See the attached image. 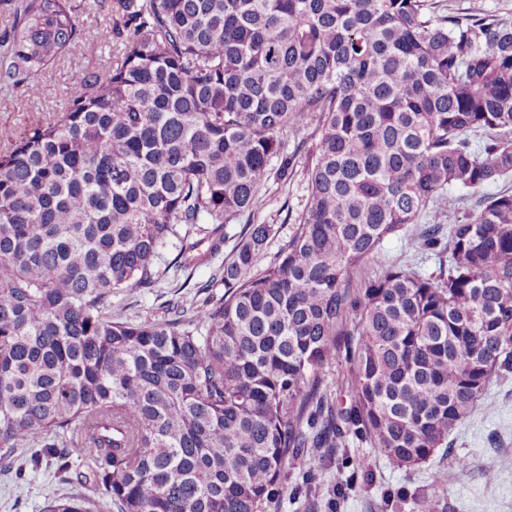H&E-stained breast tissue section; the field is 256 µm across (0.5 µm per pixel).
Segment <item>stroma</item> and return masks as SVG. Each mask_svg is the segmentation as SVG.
<instances>
[{
    "label": "stroma",
    "mask_w": 512,
    "mask_h": 512,
    "mask_svg": "<svg viewBox=\"0 0 512 512\" xmlns=\"http://www.w3.org/2000/svg\"><path fill=\"white\" fill-rule=\"evenodd\" d=\"M107 57L89 59L79 51H71L50 64L36 78V90L21 93L0 88V149L7 147L25 130L48 121L61 109L69 87L86 72L104 71ZM307 184L303 175L280 185L268 183L262 192L259 206L244 214L239 223L224 229V245L217 254H209L205 242L206 227L202 224L177 225V234L162 251L163 262H172L179 253L181 236L199 244V258L181 269H173L167 278L149 288H138L113 297L114 313L121 320L144 323L167 319L165 305L178 298L186 302L208 301L218 306L224 296L223 288L210 289L199 294L201 284L210 280L225 258L231 256L237 243V234L245 224H270L275 235L263 255L272 260L292 232V218L302 212L307 202ZM385 261H407L423 274L438 267L439 258L419 252L410 236L387 239L381 246ZM447 457H433L414 472L403 474L391 471L384 458L375 449L349 443L345 451L319 449L312 455L316 482L309 494L293 496L296 476H289L280 498L271 504L268 512H393L384 504V494L393 488L407 486L409 490H429L433 484L447 485V493L438 497L435 512H512V378L492 383L483 401V408L473 419L461 425L450 438ZM368 456L373 460L375 479L371 486L357 497L338 500L329 507V492L343 482L348 474L342 465L344 456ZM466 458L470 471L466 477H457L453 463L456 457ZM11 467L0 468V512H43L48 499L61 495L93 496L91 485L77 480L75 474L57 475L54 468L27 464L24 455L11 459ZM24 466V480L15 477V466ZM495 470L498 479L486 484L484 473Z\"/></svg>",
    "instance_id": "stroma-1"
}]
</instances>
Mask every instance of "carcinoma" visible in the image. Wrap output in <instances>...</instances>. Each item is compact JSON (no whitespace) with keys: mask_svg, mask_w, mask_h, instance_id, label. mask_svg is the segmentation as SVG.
Listing matches in <instances>:
<instances>
[{"mask_svg":"<svg viewBox=\"0 0 512 512\" xmlns=\"http://www.w3.org/2000/svg\"><path fill=\"white\" fill-rule=\"evenodd\" d=\"M0 0V84L34 91L73 48L84 75L62 110L0 149V462L20 448L79 473L118 512H266L304 452L348 441L394 471L428 461L512 375V15L435 0ZM294 137L293 150L288 138ZM305 157L303 166L299 158ZM308 200L245 224L202 289L149 323L112 296L158 283L178 224L224 226L269 181ZM465 220L452 214L469 198ZM416 226L448 256L424 275L381 256ZM381 268L373 278L360 274ZM341 362L347 388L326 378ZM337 494L372 481L369 457ZM437 494L388 491L434 512ZM89 497L44 512H95ZM96 0H79L82 3V9L79 14L81 25L85 28L86 32L93 36L97 28L106 23V15L101 12L96 6Z\"/></svg>","mask_w":512,"mask_h":512,"instance_id":"1","label":"carcinoma"}]
</instances>
